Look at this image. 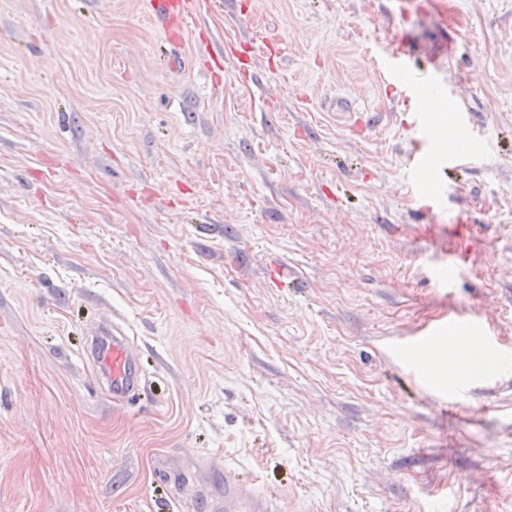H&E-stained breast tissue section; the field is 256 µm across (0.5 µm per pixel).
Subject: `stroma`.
Here are the masks:
<instances>
[{
	"instance_id": "stroma-1",
	"label": "stroma",
	"mask_w": 512,
	"mask_h": 512,
	"mask_svg": "<svg viewBox=\"0 0 512 512\" xmlns=\"http://www.w3.org/2000/svg\"><path fill=\"white\" fill-rule=\"evenodd\" d=\"M192 11L174 46L141 0H0V512H209L228 475L281 512H512V372L403 355L475 313L512 347V0ZM446 28L484 136L437 199L378 63ZM106 320L143 375L120 404L84 355Z\"/></svg>"
}]
</instances>
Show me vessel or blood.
Returning a JSON list of instances; mask_svg holds the SVG:
<instances>
[{"mask_svg":"<svg viewBox=\"0 0 512 512\" xmlns=\"http://www.w3.org/2000/svg\"><path fill=\"white\" fill-rule=\"evenodd\" d=\"M148 14L164 31H171L178 23L187 22L190 0H147ZM388 78L400 83L410 94H421L432 89L433 104L424 107L417 128L418 148L413 154L408 171V184L412 193L421 194L428 189L442 190L440 171L447 163L461 162L458 154H446L440 142L445 125H452L464 134H471L473 121L464 100L448 96L446 86L433 73L416 68L411 63V51L406 45L383 62ZM456 341L463 344L477 342L481 349L494 354L502 362L512 361V349L502 346L493 331L482 327L480 322L452 320L440 325L411 344V351H419L437 344ZM91 355L101 379L106 383L117 402H124L140 391V362L120 327L99 331L91 343ZM212 512H278L274 500L257 496L251 487L236 481L224 484V500L214 506Z\"/></svg>","mask_w":512,"mask_h":512,"instance_id":"obj_1","label":"vessel or blood"}]
</instances>
